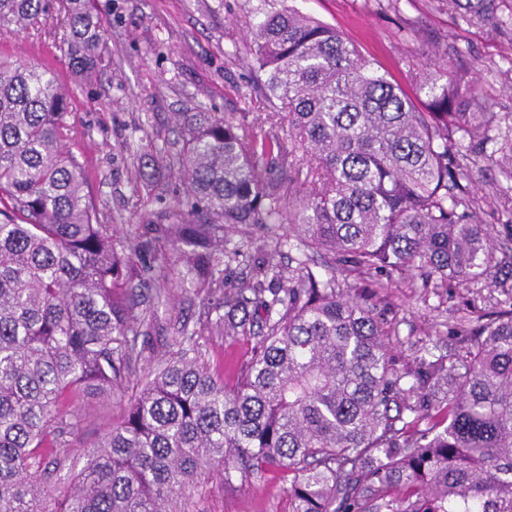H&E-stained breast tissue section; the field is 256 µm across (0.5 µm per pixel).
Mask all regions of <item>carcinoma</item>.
Returning <instances> with one entry per match:
<instances>
[{
	"label": "carcinoma",
	"instance_id": "carcinoma-1",
	"mask_svg": "<svg viewBox=\"0 0 512 512\" xmlns=\"http://www.w3.org/2000/svg\"><path fill=\"white\" fill-rule=\"evenodd\" d=\"M68 65L101 66L92 0H59ZM468 12L512 25L496 0ZM53 0H0V26L47 20ZM251 46L273 111L251 122L183 112L182 145L148 159L189 209L160 225L182 254L174 276L151 243L117 246L65 149L69 102L48 66L0 58V512H199L195 496L239 477L288 475L289 512H512V301L475 305L448 327L462 349L399 368L378 310L412 287L512 280V224H479L472 165L512 162V130L474 108L478 84L440 67L407 96L341 31L297 10L264 15ZM287 126L258 138L253 128ZM286 224L288 275L252 261L254 284L224 290V235ZM333 252L339 275L309 254ZM188 285L214 296L211 325L255 338L233 388L196 333L157 358L73 470L75 401L124 395L148 321ZM270 296H265V293ZM70 472L62 499L50 483Z\"/></svg>",
	"mask_w": 512,
	"mask_h": 512
}]
</instances>
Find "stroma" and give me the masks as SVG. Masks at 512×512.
Masks as SVG:
<instances>
[{
    "mask_svg": "<svg viewBox=\"0 0 512 512\" xmlns=\"http://www.w3.org/2000/svg\"><path fill=\"white\" fill-rule=\"evenodd\" d=\"M102 18L105 66L97 78L71 72L60 50L55 20L24 32L0 27V56L9 61L55 69L69 98L65 148L82 164L88 196L115 229L120 243L138 239L143 225L173 222L186 208L178 181L164 186L156 200L145 164L158 149L181 147L176 119L205 108L238 118L263 111V78L250 51L249 27L264 12L291 7L335 26L364 58L385 71L410 96H417L423 73L453 64L457 73L477 79L483 92L476 107L496 112L512 125V27L468 20L438 0H93ZM476 196L498 203L478 218L500 223L512 209V179L500 167L481 162L470 171ZM296 236L284 224H257L249 236L236 235L228 249L241 258L225 260L224 281L241 287L251 281L249 258L263 257L281 272L295 270ZM501 289L486 283L450 295L442 289L409 288L398 283L383 295V307L396 318L393 342L398 365L412 362L425 346L448 351L446 332L457 309L505 301ZM153 310L138 341L144 367L154 364L160 341L182 328L199 333L211 359L224 366V383L234 386L251 355L252 340L211 329L209 301L191 288H177L164 302L148 299ZM120 400L82 398L83 417L73 445L96 442L123 411ZM287 479L279 473L250 477L209 493L201 512H288Z\"/></svg>",
    "mask_w": 512,
    "mask_h": 512,
    "instance_id": "stroma-1",
    "label": "stroma"
}]
</instances>
